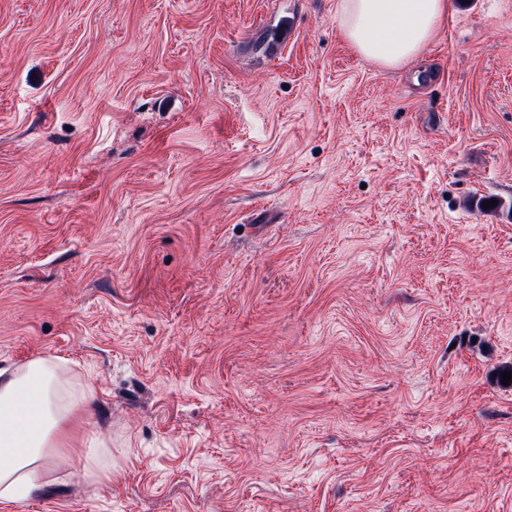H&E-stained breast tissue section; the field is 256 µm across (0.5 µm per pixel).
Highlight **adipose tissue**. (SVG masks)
Returning <instances> with one entry per match:
<instances>
[{"mask_svg":"<svg viewBox=\"0 0 512 512\" xmlns=\"http://www.w3.org/2000/svg\"><path fill=\"white\" fill-rule=\"evenodd\" d=\"M449 0H339L340 32L365 61L403 66L432 40ZM95 399L90 385L70 380L65 359L45 354L0 370V500L24 501L46 485L58 449ZM80 473L100 480L112 466L102 439L84 433Z\"/></svg>","mask_w":512,"mask_h":512,"instance_id":"adipose-tissue-1","label":"adipose tissue"}]
</instances>
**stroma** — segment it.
I'll use <instances>...</instances> for the list:
<instances>
[{
  "mask_svg": "<svg viewBox=\"0 0 512 512\" xmlns=\"http://www.w3.org/2000/svg\"><path fill=\"white\" fill-rule=\"evenodd\" d=\"M338 2L0 0V369L112 449L0 512H512V0ZM448 0H340V32L365 61L403 66L448 17ZM80 474L101 481L112 467V449L102 439L85 432L80 443Z\"/></svg>",
  "mask_w": 512,
  "mask_h": 512,
  "instance_id": "35a3bbf8",
  "label": "stroma"
}]
</instances>
